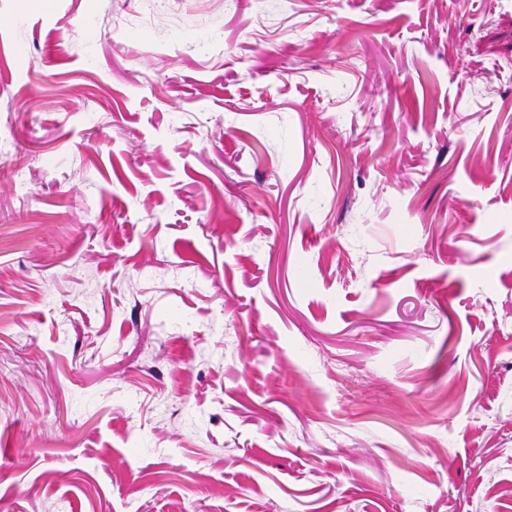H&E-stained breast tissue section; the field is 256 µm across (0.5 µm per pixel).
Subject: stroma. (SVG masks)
I'll return each instance as SVG.
<instances>
[{
    "instance_id": "35a3bbf8",
    "label": "stroma",
    "mask_w": 512,
    "mask_h": 512,
    "mask_svg": "<svg viewBox=\"0 0 512 512\" xmlns=\"http://www.w3.org/2000/svg\"><path fill=\"white\" fill-rule=\"evenodd\" d=\"M143 5L0 0V512H512V0Z\"/></svg>"
}]
</instances>
